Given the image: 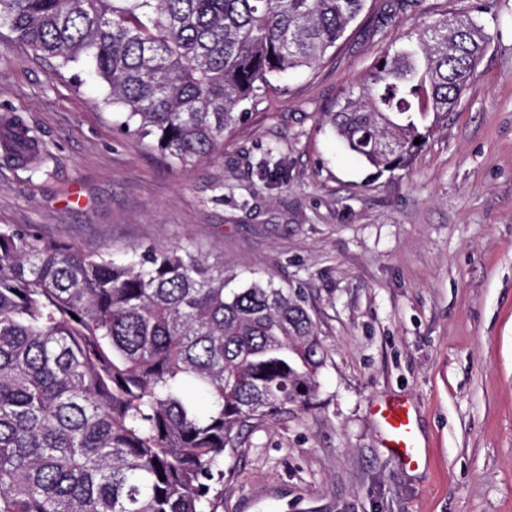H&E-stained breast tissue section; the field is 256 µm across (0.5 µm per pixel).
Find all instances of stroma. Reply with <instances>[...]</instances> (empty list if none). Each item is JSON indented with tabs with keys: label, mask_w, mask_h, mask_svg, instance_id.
I'll return each instance as SVG.
<instances>
[{
	"label": "stroma",
	"mask_w": 512,
	"mask_h": 512,
	"mask_svg": "<svg viewBox=\"0 0 512 512\" xmlns=\"http://www.w3.org/2000/svg\"><path fill=\"white\" fill-rule=\"evenodd\" d=\"M445 12L477 15L488 48L412 166L375 174L325 115ZM103 95L0 28V113L42 141L37 168L0 159V226L117 257L184 246L240 283L303 289L325 353L312 403L254 421L226 454L217 512H512V0H368L189 172L117 131ZM271 148L286 172L266 181ZM389 399L412 404L425 467L385 448L372 405Z\"/></svg>",
	"instance_id": "stroma-1"
}]
</instances>
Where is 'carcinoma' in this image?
Masks as SVG:
<instances>
[{
  "mask_svg": "<svg viewBox=\"0 0 512 512\" xmlns=\"http://www.w3.org/2000/svg\"><path fill=\"white\" fill-rule=\"evenodd\" d=\"M366 2L0 0V28L56 74L88 64L125 132L187 170ZM488 44L478 18L441 14L326 122L377 172L407 169ZM24 149L40 151L31 130L0 126L1 153ZM235 279L183 247L116 259L0 226V512H216L227 450L308 402L324 362L302 289Z\"/></svg>",
  "mask_w": 512,
  "mask_h": 512,
  "instance_id": "1",
  "label": "carcinoma"
}]
</instances>
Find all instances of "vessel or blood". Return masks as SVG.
Segmentation results:
<instances>
[{
	"label": "vessel or blood",
	"instance_id": "vessel-or-blood-1",
	"mask_svg": "<svg viewBox=\"0 0 512 512\" xmlns=\"http://www.w3.org/2000/svg\"><path fill=\"white\" fill-rule=\"evenodd\" d=\"M373 410L383 422L386 447L401 464L419 468L426 456L420 445L412 405L404 400L380 401Z\"/></svg>",
	"mask_w": 512,
	"mask_h": 512
}]
</instances>
